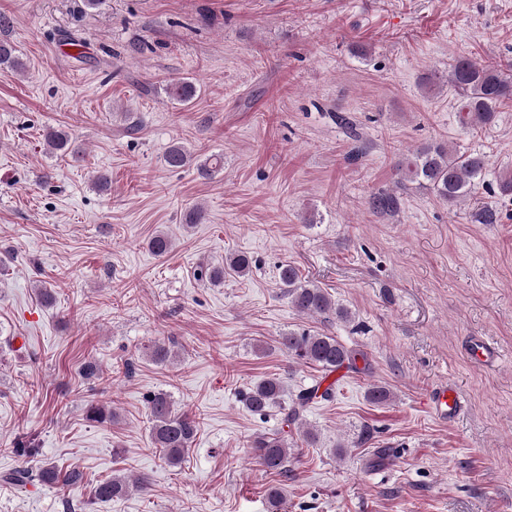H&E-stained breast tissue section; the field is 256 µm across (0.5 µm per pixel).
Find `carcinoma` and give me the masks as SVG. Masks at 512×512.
I'll return each instance as SVG.
<instances>
[{
	"label": "carcinoma",
	"instance_id": "obj_1",
	"mask_svg": "<svg viewBox=\"0 0 512 512\" xmlns=\"http://www.w3.org/2000/svg\"><path fill=\"white\" fill-rule=\"evenodd\" d=\"M0 65L14 71L25 68V63L17 54L15 46L8 41H0ZM451 81L461 95L459 120L466 128L478 129L490 123L495 112L505 103L512 101V80L502 76L492 66L469 58L457 60L451 71ZM167 99L179 105L190 104L197 96L198 88L189 79H177L163 86ZM47 145L53 151L79 156V150L72 144L68 133L51 129L45 135ZM191 156L180 143L172 144L165 154V163L173 171L186 167ZM485 158L477 153H467L440 143H427L408 152L395 163L401 181L416 182L433 192L440 200L454 206L468 199L476 190L485 171ZM370 208L379 213H394L400 208L399 197L389 191L373 194L369 199ZM151 251L157 256L166 255L172 247L168 234L160 232L148 241ZM252 259L244 253H234L226 257L224 264L200 269V279L214 285L224 281V272L231 270L240 276L250 272ZM279 288L292 307L308 317H328L336 314L339 320H350L348 309L335 304L330 295L319 286L302 278L299 269L288 263L278 267ZM278 347L288 358L297 364H311L329 375L339 369H354L362 353L346 347L336 337L327 333L295 332L281 334ZM245 408L259 416L277 407L281 411V429L277 432L257 437L253 442L260 464L283 478V483L270 489V505L281 507L286 497V481L292 478L288 469V431L295 426L301 429L298 440L312 448L318 435L302 428L303 412L317 399L331 400L335 397V386L320 384L300 389L289 405L282 404L283 387L276 377L264 379L239 393ZM151 427V440L155 447L162 449L167 464L175 467L184 458L188 448L198 433L195 416L175 408L170 396L158 392L148 398ZM3 481L21 492L36 483L54 484L62 482L69 486H79L86 481V475L78 467H72L60 474L52 467L37 470L25 464L3 475ZM130 483L122 477L98 483L93 496L98 501H109L127 494Z\"/></svg>",
	"mask_w": 512,
	"mask_h": 512
}]
</instances>
